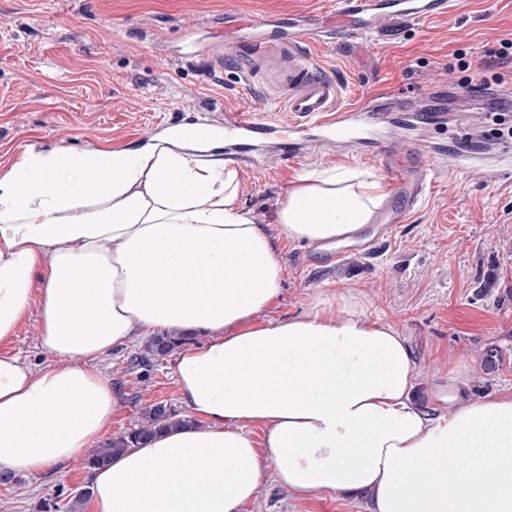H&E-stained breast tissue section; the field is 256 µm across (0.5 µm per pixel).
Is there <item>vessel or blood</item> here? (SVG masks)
<instances>
[{
	"label": "vessel or blood",
	"instance_id": "obj_1",
	"mask_svg": "<svg viewBox=\"0 0 512 512\" xmlns=\"http://www.w3.org/2000/svg\"><path fill=\"white\" fill-rule=\"evenodd\" d=\"M464 0H336L330 28L339 39L383 37L388 31L415 27L437 16H453ZM285 39H272L252 46L244 61L245 84L267 80L280 92L279 101L289 114L287 123L225 111L224 160L261 166L262 148H287L289 156L303 155L306 146L353 147L374 158L388 184L386 207L374 220V234L389 232L402 215L416 205L440 169L452 172L474 168L498 169L512 161V147L481 135H467L457 148L431 137L433 129L446 126L448 110L457 103L468 111L470 126L494 111L499 96L458 101L448 91L438 90L427 102L401 103L379 92L359 104L341 106L334 80L317 73L303 49L319 27L315 16L305 15L294 23Z\"/></svg>",
	"mask_w": 512,
	"mask_h": 512
}]
</instances>
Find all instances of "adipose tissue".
<instances>
[{
    "label": "adipose tissue",
    "instance_id": "1",
    "mask_svg": "<svg viewBox=\"0 0 512 512\" xmlns=\"http://www.w3.org/2000/svg\"><path fill=\"white\" fill-rule=\"evenodd\" d=\"M195 137L27 150L0 179V342L34 309L48 357L0 352V475L95 447L120 405L101 358L179 330L206 338L173 364L192 424L94 470L88 512H242L270 473L299 498L369 495L371 512H512L511 393L473 395L459 366L418 404L406 341L348 295L252 325L283 263L239 208L237 171L200 158ZM387 197L368 170H305L276 222L332 247Z\"/></svg>",
    "mask_w": 512,
    "mask_h": 512
}]
</instances>
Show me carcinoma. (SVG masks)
Wrapping results in <instances>:
<instances>
[{
	"label": "carcinoma",
	"instance_id": "carcinoma-1",
	"mask_svg": "<svg viewBox=\"0 0 512 512\" xmlns=\"http://www.w3.org/2000/svg\"><path fill=\"white\" fill-rule=\"evenodd\" d=\"M190 341L191 337L178 331L152 336L137 352L131 354L126 371L140 370L142 371L139 375L140 380L146 381L149 379V371L163 355L172 353ZM188 423L189 420L183 418L170 406L162 402L152 403L143 409L141 420L132 428L113 436L112 439L94 449L85 458V468L91 472L108 464L112 457L147 440L155 433L169 428L183 427Z\"/></svg>",
	"mask_w": 512,
	"mask_h": 512
}]
</instances>
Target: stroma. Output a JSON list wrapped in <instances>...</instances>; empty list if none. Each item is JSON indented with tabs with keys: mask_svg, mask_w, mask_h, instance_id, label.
<instances>
[{
	"mask_svg": "<svg viewBox=\"0 0 512 512\" xmlns=\"http://www.w3.org/2000/svg\"><path fill=\"white\" fill-rule=\"evenodd\" d=\"M329 2L0 0V178L28 149H134L227 109L287 120L264 85H244L247 24L262 16L284 25L289 15L319 13ZM495 38H512V0H470L452 17L380 41L314 42L306 51L347 106L382 91L415 99L448 83L475 96L480 72L452 71L454 55L478 56ZM340 166L374 164L354 152L324 151L298 159L281 152L261 169L238 165V204L274 241L284 266L279 298L255 323L306 312L324 295H353L367 318L393 325L406 340L419 403L437 375L462 363L474 394L512 393V170L440 174L371 253L332 265L323 250L286 238L275 213L297 173ZM491 344L505 361L487 375L481 357ZM127 355L123 348L103 361L121 398L114 435L133 427L149 404L183 408L172 358L140 381L122 371ZM91 482L77 462L26 474L21 484H0V512H41L52 500L64 506ZM242 512H369V500L298 499L270 477Z\"/></svg>",
	"mask_w": 512,
	"mask_h": 512,
	"instance_id": "obj_1",
	"label": "stroma"
}]
</instances>
